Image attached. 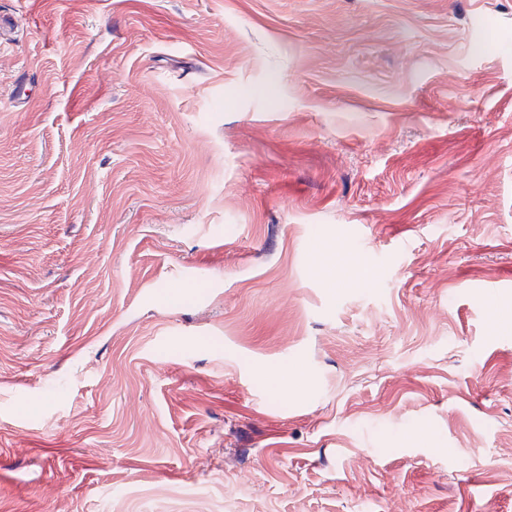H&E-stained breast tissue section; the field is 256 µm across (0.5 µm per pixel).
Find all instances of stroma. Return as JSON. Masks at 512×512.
<instances>
[{
  "label": "stroma",
  "instance_id": "obj_1",
  "mask_svg": "<svg viewBox=\"0 0 512 512\" xmlns=\"http://www.w3.org/2000/svg\"><path fill=\"white\" fill-rule=\"evenodd\" d=\"M0 512H512V0H0Z\"/></svg>",
  "mask_w": 512,
  "mask_h": 512
}]
</instances>
